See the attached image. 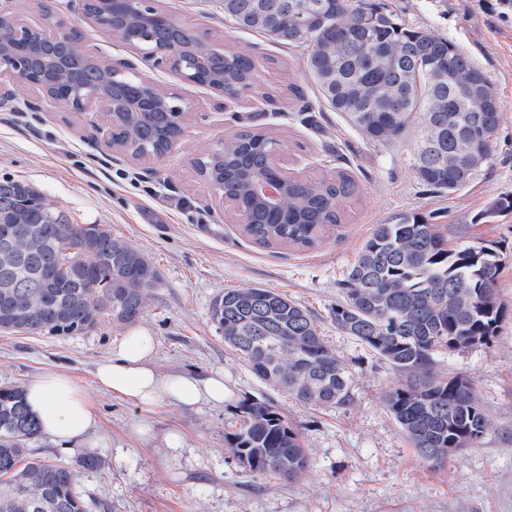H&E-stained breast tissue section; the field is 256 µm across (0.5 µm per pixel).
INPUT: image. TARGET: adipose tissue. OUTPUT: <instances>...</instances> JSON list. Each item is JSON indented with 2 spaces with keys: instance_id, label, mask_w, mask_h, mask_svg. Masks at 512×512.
Returning a JSON list of instances; mask_svg holds the SVG:
<instances>
[{
  "instance_id": "obj_1",
  "label": "adipose tissue",
  "mask_w": 512,
  "mask_h": 512,
  "mask_svg": "<svg viewBox=\"0 0 512 512\" xmlns=\"http://www.w3.org/2000/svg\"><path fill=\"white\" fill-rule=\"evenodd\" d=\"M153 354V336L144 330L134 331L113 345L111 357L97 363L95 379L101 388L146 409L165 402L182 407L223 403V373L163 375L154 366ZM24 393L44 435L56 445L66 449L87 444L96 417L85 393L69 375H37Z\"/></svg>"
}]
</instances>
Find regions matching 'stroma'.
Masks as SVG:
<instances>
[{
  "instance_id": "1",
  "label": "stroma",
  "mask_w": 512,
  "mask_h": 512,
  "mask_svg": "<svg viewBox=\"0 0 512 512\" xmlns=\"http://www.w3.org/2000/svg\"><path fill=\"white\" fill-rule=\"evenodd\" d=\"M46 2L81 32L83 51L123 61L131 74L174 97L188 120L171 154L135 160L109 146L101 113L67 111L4 74L0 87L12 100L0 108V178L33 186L73 223L107 225L142 252L159 273L139 321L155 338L157 370L223 371L226 397L220 405L145 410L99 389L95 364L125 336L122 327L103 323L73 337L0 332V384L21 387L35 375L61 371L86 392L96 415L91 448L63 450L43 436L31 442L33 454L73 465L77 489L110 504L111 512H512V211L484 216L498 199L512 197V27L477 10L473 0H375L384 13L468 54L497 95L501 124L490 162L448 194L419 184L410 165L414 134L369 140L325 104L304 67V48L239 31L221 0L153 4L214 47L255 59V93L230 102L81 21L70 0ZM249 125L280 140L279 162L290 175L327 178L340 168L352 174L361 200L350 223L329 228L310 249L267 248L244 236L237 215L193 161ZM403 213L428 219L449 245L492 241L506 256L497 284L506 316L496 336L438 362L441 371L469 379L495 426L441 470L419 459L382 402L398 373L330 317L345 272L374 227ZM252 286L275 289L312 312L351 374L350 407L302 406L256 378L225 346L210 320L211 302L224 289ZM252 400L269 401L298 425L311 460L300 481L254 477L233 458L227 435L241 405ZM171 434L182 438V448L168 447ZM89 450L105 460V469L78 467Z\"/></svg>"
}]
</instances>
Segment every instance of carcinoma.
I'll return each instance as SVG.
<instances>
[{"label": "carcinoma", "instance_id": "obj_1", "mask_svg": "<svg viewBox=\"0 0 512 512\" xmlns=\"http://www.w3.org/2000/svg\"><path fill=\"white\" fill-rule=\"evenodd\" d=\"M301 0H223L224 16L243 32H264L306 49L305 69L330 108L343 112L373 141L403 137L414 118L419 132L412 167L421 184L452 193L486 167L500 126V106L485 73L450 41L414 29L380 11L373 0H323L325 20L302 22ZM86 11L124 42L150 54L188 47L205 56L198 83L223 85L238 99L252 91L255 66L241 51H222L192 27L165 15L145 28L135 11L105 12L94 0ZM75 31L56 41L33 35L4 51L32 50L43 62L58 58ZM446 73L433 83L428 62ZM71 66L83 86L101 92L117 86L130 99L146 95L136 77L113 75L108 64L81 52ZM49 89L77 97L52 73ZM185 112L170 99L152 112H119L112 148L138 160H157L182 135ZM279 143L255 130L241 132L194 161L197 173L224 190L243 216L242 231L263 246L318 244L325 230L347 224L348 204L360 195L353 176L288 181L272 206L252 193L254 182L282 169ZM0 331L74 336L104 319L121 326L138 321L159 275L154 264L100 224H74L33 187L0 179ZM505 257L494 244L450 247L436 225L417 215L378 224L343 280L344 299L332 310L336 328L354 337L401 374L383 402L419 458L441 468L448 457L471 448L494 422L468 379L442 373L437 357L487 343L504 319L496 283ZM224 345L264 383L288 391L304 405L346 408L353 404L351 374L319 332L311 312L286 295L262 287L227 288L210 307ZM42 436L18 386L0 388V512H91L77 490L71 465L32 455L28 444ZM234 458L257 477L299 480L310 458L294 423L265 400L240 410L228 437Z\"/></svg>", "mask_w": 512, "mask_h": 512}]
</instances>
